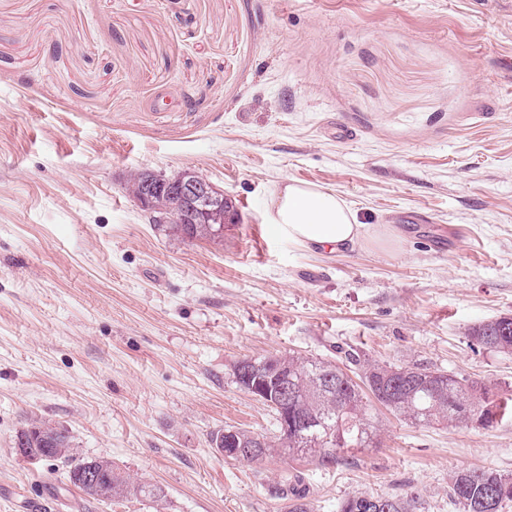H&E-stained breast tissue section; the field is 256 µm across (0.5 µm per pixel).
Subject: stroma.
Masks as SVG:
<instances>
[{"label": "stroma", "instance_id": "stroma-1", "mask_svg": "<svg viewBox=\"0 0 512 512\" xmlns=\"http://www.w3.org/2000/svg\"><path fill=\"white\" fill-rule=\"evenodd\" d=\"M192 169L241 220L188 242L149 224L135 172ZM336 192L396 240L272 236L286 180ZM512 0H0V512H315L368 492L458 512L452 472L512 473V419L225 462L211 433L271 435L243 358L346 353L512 391ZM48 420L161 500L95 501L22 456ZM470 337L477 344L499 352H512V317H500L482 322L470 329Z\"/></svg>", "mask_w": 512, "mask_h": 512}]
</instances>
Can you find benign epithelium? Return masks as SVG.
Masks as SVG:
<instances>
[{
	"label": "benign epithelium",
	"mask_w": 512,
	"mask_h": 512,
	"mask_svg": "<svg viewBox=\"0 0 512 512\" xmlns=\"http://www.w3.org/2000/svg\"><path fill=\"white\" fill-rule=\"evenodd\" d=\"M142 191L136 202L160 226L177 225L176 233L190 239L195 224H216L213 234L224 232V225L237 222V215L224 212V191L191 170L168 178L151 170L139 173Z\"/></svg>",
	"instance_id": "1"
}]
</instances>
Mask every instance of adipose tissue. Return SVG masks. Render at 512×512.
I'll return each instance as SVG.
<instances>
[{
    "mask_svg": "<svg viewBox=\"0 0 512 512\" xmlns=\"http://www.w3.org/2000/svg\"><path fill=\"white\" fill-rule=\"evenodd\" d=\"M265 221L274 235L306 248L338 251L375 236L374 230L359 223L353 210L335 192L294 180L274 191Z\"/></svg>",
    "mask_w": 512,
    "mask_h": 512,
    "instance_id": "ef3b65f1",
    "label": "adipose tissue"
}]
</instances>
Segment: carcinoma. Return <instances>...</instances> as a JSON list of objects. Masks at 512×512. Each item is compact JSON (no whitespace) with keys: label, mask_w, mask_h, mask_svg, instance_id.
Here are the masks:
<instances>
[{"label":"carcinoma","mask_w":512,"mask_h":512,"mask_svg":"<svg viewBox=\"0 0 512 512\" xmlns=\"http://www.w3.org/2000/svg\"><path fill=\"white\" fill-rule=\"evenodd\" d=\"M477 344L499 352H512V317L482 322L470 329ZM341 366L330 361L294 353L270 357L244 358L233 363L231 375L236 385L245 379L266 376L288 383V402L271 395L263 405L275 416L278 435L267 439L265 447L253 448L250 431L229 426L211 434L210 442L224 454L226 462L260 465L281 453L313 458L319 465L336 462L341 448H369L377 428L368 417V402L375 400L394 415L414 424L458 422L487 428L512 415V396L502 398L485 382L449 375L418 365L381 366L346 357ZM358 367L356 377L348 366ZM288 414V428L281 417ZM68 432L48 421L34 422L16 436L19 448H34L42 456L61 461L67 467L68 482L93 500L101 493L86 482L91 467L101 472L106 499L145 497L159 499L162 490L134 482L107 458L84 459L71 448ZM448 495L460 512H502L512 501V473L473 468L454 472ZM417 500L408 495L359 493L338 506V512H417Z\"/></svg>","instance_id":"1"}]
</instances>
